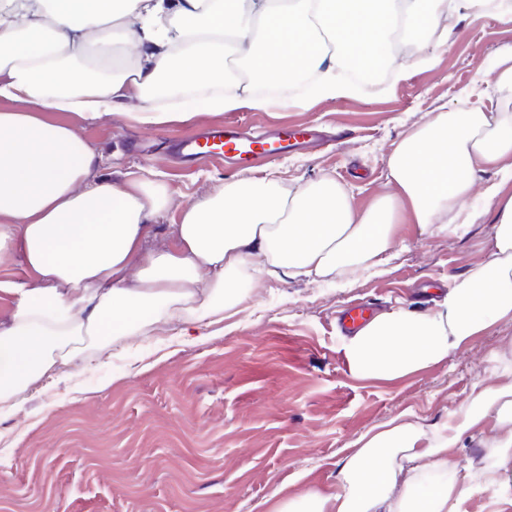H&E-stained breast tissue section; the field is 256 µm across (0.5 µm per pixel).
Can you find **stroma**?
<instances>
[{"mask_svg":"<svg viewBox=\"0 0 512 512\" xmlns=\"http://www.w3.org/2000/svg\"><path fill=\"white\" fill-rule=\"evenodd\" d=\"M447 44L422 61L414 36L395 50L406 73L347 97L234 112L198 111L187 120L143 126L115 113L81 132L109 172L156 174L172 205L155 222L165 244L180 208L240 178L222 159L184 166L174 140L200 127L235 122L317 124L345 137L313 153L281 155L255 168L291 191L336 180L358 211L386 191L396 144L440 112L512 113L486 94L484 70L512 52V13L459 12ZM471 223L400 227L402 241L381 273L317 281L246 271L226 276L231 299L204 338L163 331L137 337L34 391L20 411L0 408V512H266L273 491L303 512L308 489L335 488L338 469L361 434L398 415L438 426L474 384L512 381V319L497 320L448 359L394 382L352 375L338 316L350 305L380 313L424 310L456 278L480 266L492 244L495 210L484 188L512 179L488 168L473 177ZM491 422L466 435L448 462L476 472L496 460ZM508 490L484 497L461 483L462 512H512Z\"/></svg>","mask_w":512,"mask_h":512,"instance_id":"obj_1","label":"stroma"}]
</instances>
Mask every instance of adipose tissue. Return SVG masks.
<instances>
[{
	"label": "adipose tissue",
	"instance_id": "ef3b65f1",
	"mask_svg": "<svg viewBox=\"0 0 512 512\" xmlns=\"http://www.w3.org/2000/svg\"><path fill=\"white\" fill-rule=\"evenodd\" d=\"M490 0H0V279L11 311L0 325V404L21 409L30 390L58 379L120 340L167 326L202 330L224 311V275L253 264L277 276L324 277L387 264L401 212L419 227L466 224L476 171L512 176V114L441 112L388 159L393 193L357 212L324 179L297 191L273 178L242 177L183 206L169 242H152L172 199L131 172L104 174L103 156L79 132L134 106L143 124L295 102L313 75L315 99L352 92V63H393L402 27L443 28L459 9ZM243 58L275 96L224 85V62ZM485 262L425 313L376 314L348 338L353 374L395 380L439 363L512 316V194L501 184ZM500 465L512 463V382L477 389L434 429L391 419L360 435L334 491H307L308 512H459L448 452L485 420Z\"/></svg>",
	"mask_w": 512,
	"mask_h": 512
}]
</instances>
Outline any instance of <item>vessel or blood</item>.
Here are the masks:
<instances>
[{"instance_id":"b4317fda","label":"vessel or blood","mask_w":512,"mask_h":512,"mask_svg":"<svg viewBox=\"0 0 512 512\" xmlns=\"http://www.w3.org/2000/svg\"><path fill=\"white\" fill-rule=\"evenodd\" d=\"M319 138V133L306 125H274L261 134L248 135L234 125L224 124L207 126L190 137L178 140L175 148L177 156L186 162L221 156L235 165L250 166L273 154L310 146ZM369 319L367 305L357 304L343 312L340 327L345 333L353 334Z\"/></svg>"}]
</instances>
